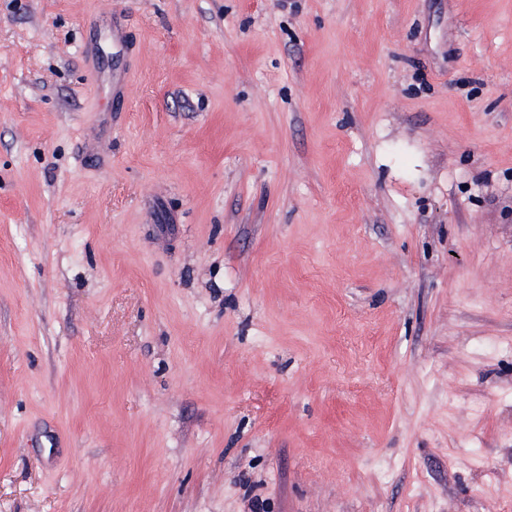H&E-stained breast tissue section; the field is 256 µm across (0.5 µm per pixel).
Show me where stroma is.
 Here are the masks:
<instances>
[{"label": "stroma", "instance_id": "35a3bbf8", "mask_svg": "<svg viewBox=\"0 0 512 512\" xmlns=\"http://www.w3.org/2000/svg\"><path fill=\"white\" fill-rule=\"evenodd\" d=\"M258 504L512 512V0H0V512Z\"/></svg>", "mask_w": 512, "mask_h": 512}]
</instances>
